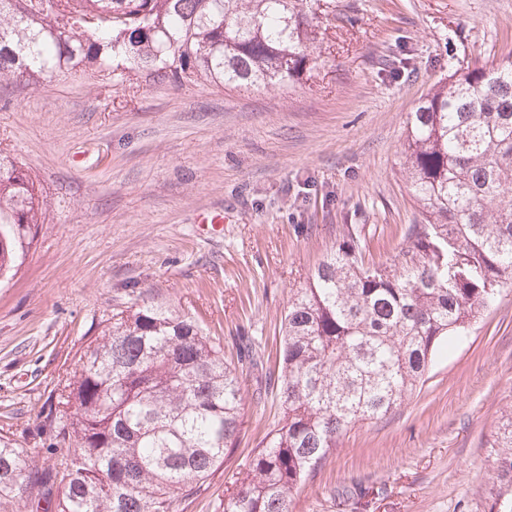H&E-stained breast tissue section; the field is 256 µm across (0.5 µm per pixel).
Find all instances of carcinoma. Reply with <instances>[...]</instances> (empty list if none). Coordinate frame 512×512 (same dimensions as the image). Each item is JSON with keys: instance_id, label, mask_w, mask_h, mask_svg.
Here are the masks:
<instances>
[{"instance_id": "1", "label": "carcinoma", "mask_w": 512, "mask_h": 512, "mask_svg": "<svg viewBox=\"0 0 512 512\" xmlns=\"http://www.w3.org/2000/svg\"><path fill=\"white\" fill-rule=\"evenodd\" d=\"M308 0H0V84L56 74L181 86L299 85L318 65ZM406 173L424 223L390 263L340 242L282 321L281 416L224 512H289L349 427L412 393L438 346L512 286V60L440 79L411 114ZM31 172L0 152V278L44 223ZM75 354L29 436L0 432V512H179L240 437L241 376L172 305L131 290ZM64 448L33 468L26 445ZM494 505L512 512V416Z\"/></svg>"}]
</instances>
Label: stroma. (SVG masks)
Wrapping results in <instances>:
<instances>
[{
	"label": "stroma",
	"instance_id": "35a3bbf8",
	"mask_svg": "<svg viewBox=\"0 0 512 512\" xmlns=\"http://www.w3.org/2000/svg\"><path fill=\"white\" fill-rule=\"evenodd\" d=\"M326 66L283 90L0 85V149L48 202L0 280V428L28 435L66 361L128 285L191 315L243 379V425L183 512L224 490L281 415L271 381L290 291L334 244L394 259L420 215L407 122L440 78L512 57V0H313ZM220 213L223 223L202 217ZM512 415V288L441 347L410 396L344 432L291 512H490Z\"/></svg>",
	"mask_w": 512,
	"mask_h": 512
}]
</instances>
